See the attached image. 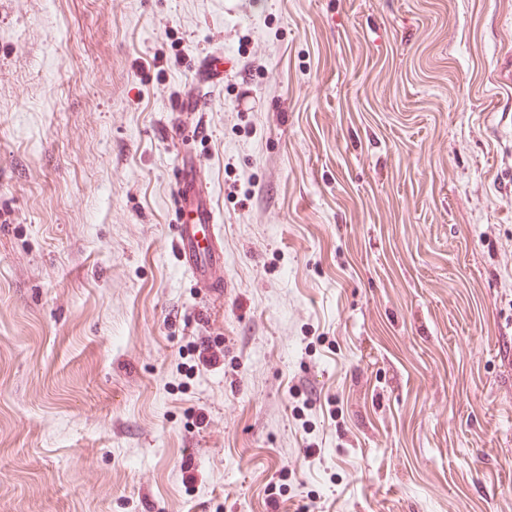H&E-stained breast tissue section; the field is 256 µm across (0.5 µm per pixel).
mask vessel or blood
Returning a JSON list of instances; mask_svg holds the SVG:
<instances>
[{"label":"vessel or blood","mask_w":512,"mask_h":512,"mask_svg":"<svg viewBox=\"0 0 512 512\" xmlns=\"http://www.w3.org/2000/svg\"><path fill=\"white\" fill-rule=\"evenodd\" d=\"M197 82L223 77L224 58L214 55L194 68ZM173 165L170 199L175 215L172 247L196 287L208 291L224 285V245L215 231L217 213L212 190L202 176L203 167L191 139L180 136Z\"/></svg>","instance_id":"1"}]
</instances>
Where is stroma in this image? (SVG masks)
I'll return each instance as SVG.
<instances>
[{"instance_id": "1", "label": "stroma", "mask_w": 512, "mask_h": 512, "mask_svg": "<svg viewBox=\"0 0 512 512\" xmlns=\"http://www.w3.org/2000/svg\"><path fill=\"white\" fill-rule=\"evenodd\" d=\"M276 503L512 512V0H0V512ZM196 81L207 84L213 79H224V56L213 55L194 68ZM202 135H179L180 147L173 165L170 199L175 215L172 248L197 288L205 292L224 288V245L215 231L217 212L210 183L192 142Z\"/></svg>"}]
</instances>
